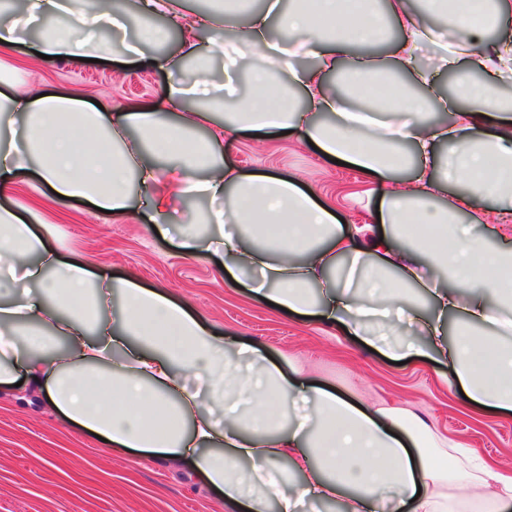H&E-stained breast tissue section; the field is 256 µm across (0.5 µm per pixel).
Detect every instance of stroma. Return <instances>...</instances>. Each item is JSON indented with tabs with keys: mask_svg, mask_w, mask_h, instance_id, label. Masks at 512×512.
Returning a JSON list of instances; mask_svg holds the SVG:
<instances>
[{
	"mask_svg": "<svg viewBox=\"0 0 512 512\" xmlns=\"http://www.w3.org/2000/svg\"><path fill=\"white\" fill-rule=\"evenodd\" d=\"M433 41L416 52L415 71L428 76L434 101L427 115L446 124L438 97H453L460 79L480 80L469 66L437 69L438 43L453 40L442 13H432ZM393 35L346 46L345 60L360 57L390 71L393 81L413 84V73L397 69L393 50L403 38L395 20ZM30 43L0 55V77L18 91L36 86L73 93L113 108L137 103L151 108L167 82L150 58L176 52L180 36L171 33L162 46L143 44L145 60L121 67L114 58L91 63L70 58L35 59ZM224 162L243 173L264 172L294 180L333 207L342 226H382L376 215L383 188L359 171L338 165L312 148L299 131L259 138L234 131L224 138ZM15 200L35 206L41 223L56 237L62 258L80 257L110 269L113 278L135 277L149 287L162 284L185 301L217 333L235 343L261 349L284 373L300 369L316 385L364 408H401L420 418L440 438L471 449L502 471H512V414H496L472 403L443 358H422L403 365L369 350L360 340L321 324L305 322L272 308L255 294L227 283L216 260L181 255L174 241L153 232L145 219L106 216L86 202L38 200L18 184ZM214 204L188 197L175 201L169 225H198L202 238L213 230L208 215ZM0 512H225L211 490L188 478L169 460L107 449L94 436L70 426L38 403L0 394Z\"/></svg>",
	"mask_w": 512,
	"mask_h": 512,
	"instance_id": "35a3bbf8",
	"label": "stroma"
}]
</instances>
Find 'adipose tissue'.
<instances>
[{
	"mask_svg": "<svg viewBox=\"0 0 512 512\" xmlns=\"http://www.w3.org/2000/svg\"><path fill=\"white\" fill-rule=\"evenodd\" d=\"M160 0H140L139 38L162 42L171 32L181 41L175 54L156 58L168 81L147 111L135 104L98 111L76 94L0 91V196L18 178L33 174L51 198L81 199L117 216L131 212L133 188L144 192L145 216L167 234L171 203L192 195L225 201L213 216L215 242L196 228L184 230L181 252L196 259L220 255L227 280L252 285L262 300L296 317L314 319L374 345L368 323L397 308L406 288L427 292L436 313L410 321L425 345L406 343L405 356L424 349L447 360L469 398L489 410L512 412V233L488 227L471 235L462 219L483 199L512 200V111L487 96L490 80L512 66V28L494 44L458 43L438 64L466 62L487 80L464 85L467 107L452 106V122L423 125L421 99L401 87L372 91L368 60L346 68L349 94L330 91L325 73L335 69L338 49L381 34L366 0H294L280 12L288 53L306 52L317 69L292 72L309 110L294 98L269 93L263 64L251 68L258 89L241 102L233 121L213 122L191 112L188 100L207 92V69L193 84L178 75L182 58L197 57L199 31L218 24L208 13L186 17L170 11L164 25L153 16ZM121 8L95 0H29L28 22L66 17L46 31L39 53L86 57L88 25L115 24ZM403 31L395 55L413 70L414 52L431 38L406 8L390 0ZM395 122L374 119L379 109ZM323 121H316V114ZM204 137H191L194 126ZM268 136L298 128L330 158L389 182L380 204L381 237L362 242L334 213L291 180L235 173L224 164V136L234 129ZM142 131V139L130 130ZM412 144L418 167L411 186L392 183L405 164L395 152ZM447 144L451 164L437 165L436 148ZM460 185L449 209L432 197L447 183ZM413 243L395 242L412 225ZM496 245H489V238ZM455 247H448V240ZM432 256L449 287L423 273ZM346 256V272L336 259ZM320 284L322 297L308 289ZM459 319L446 340L444 317ZM38 392L40 402L82 432L98 435L117 451L175 461L197 482L224 499L229 512H294L305 500L344 499L345 512H456L457 504L482 500L485 512H512V474L492 466L478 479L450 465L447 449L417 418L395 410L366 411L300 375H286L260 353L237 364L227 344L162 286L147 288L129 277L82 259L64 260L47 236L8 205H0V388ZM299 482L288 487L289 474Z\"/></svg>",
	"mask_w": 512,
	"mask_h": 512,
	"instance_id": "obj_1",
	"label": "adipose tissue"
}]
</instances>
